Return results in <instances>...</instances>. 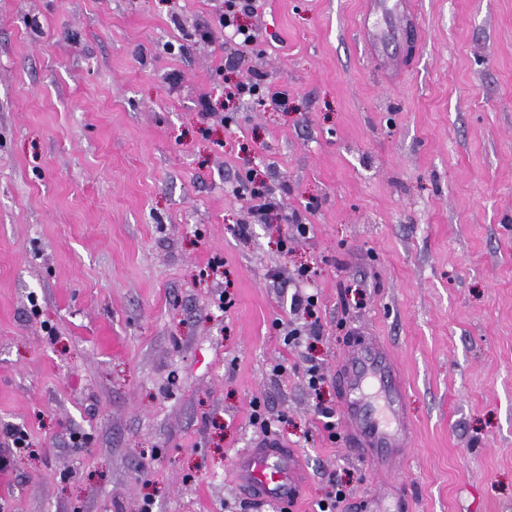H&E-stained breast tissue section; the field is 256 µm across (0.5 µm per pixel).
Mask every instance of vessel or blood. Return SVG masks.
Returning <instances> with one entry per match:
<instances>
[{
	"instance_id": "b4317fda",
	"label": "vessel or blood",
	"mask_w": 512,
	"mask_h": 512,
	"mask_svg": "<svg viewBox=\"0 0 512 512\" xmlns=\"http://www.w3.org/2000/svg\"><path fill=\"white\" fill-rule=\"evenodd\" d=\"M414 0H363L359 32L364 47L387 75L407 70L400 48L417 42L419 28ZM341 411L355 456L371 453L387 463L402 456L411 438L404 417L403 385L397 364L376 341L354 340L337 370ZM237 487L248 501L286 512L301 498L302 482L295 456L282 443L266 439L231 459Z\"/></svg>"
}]
</instances>
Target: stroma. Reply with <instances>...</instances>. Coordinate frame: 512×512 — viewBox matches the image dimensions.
I'll use <instances>...</instances> for the list:
<instances>
[{"mask_svg": "<svg viewBox=\"0 0 512 512\" xmlns=\"http://www.w3.org/2000/svg\"><path fill=\"white\" fill-rule=\"evenodd\" d=\"M361 2L259 0L241 47L196 34L224 0H0V430L32 444L0 512H269L232 485L256 400L301 459L300 512L339 482L340 512L385 486L410 512H512V0H417L393 85ZM256 73L287 111L231 98ZM250 173L308 237L252 223ZM295 325L320 336L290 345ZM360 336L406 378L391 469L345 448Z\"/></svg>", "mask_w": 512, "mask_h": 512, "instance_id": "obj_1", "label": "stroma"}]
</instances>
